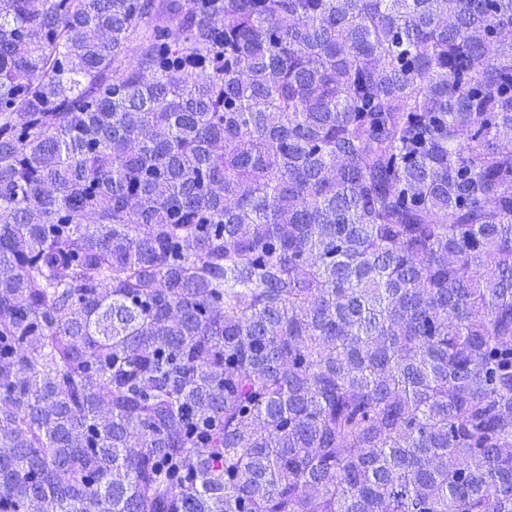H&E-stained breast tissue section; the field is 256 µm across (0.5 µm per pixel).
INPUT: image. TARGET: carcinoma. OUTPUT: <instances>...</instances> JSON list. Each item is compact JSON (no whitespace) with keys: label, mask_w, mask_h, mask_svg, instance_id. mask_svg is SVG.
Masks as SVG:
<instances>
[{"label":"carcinoma","mask_w":512,"mask_h":512,"mask_svg":"<svg viewBox=\"0 0 512 512\" xmlns=\"http://www.w3.org/2000/svg\"><path fill=\"white\" fill-rule=\"evenodd\" d=\"M0 512H512V0H0Z\"/></svg>","instance_id":"cac0c4a2"}]
</instances>
